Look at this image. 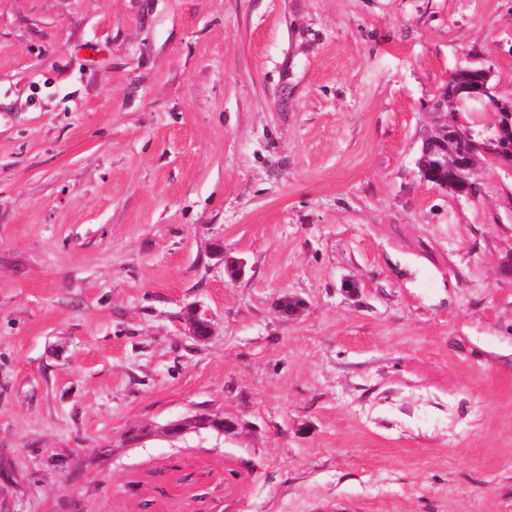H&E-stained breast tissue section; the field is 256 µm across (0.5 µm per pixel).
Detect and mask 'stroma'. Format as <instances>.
Here are the masks:
<instances>
[{
    "instance_id": "35a3bbf8",
    "label": "stroma",
    "mask_w": 512,
    "mask_h": 512,
    "mask_svg": "<svg viewBox=\"0 0 512 512\" xmlns=\"http://www.w3.org/2000/svg\"><path fill=\"white\" fill-rule=\"evenodd\" d=\"M466 54L512 99V0H0V512H512V170L418 168ZM190 312V319L187 320L189 335L198 341L209 338L212 335L213 326L207 311L201 307H193Z\"/></svg>"
}]
</instances>
